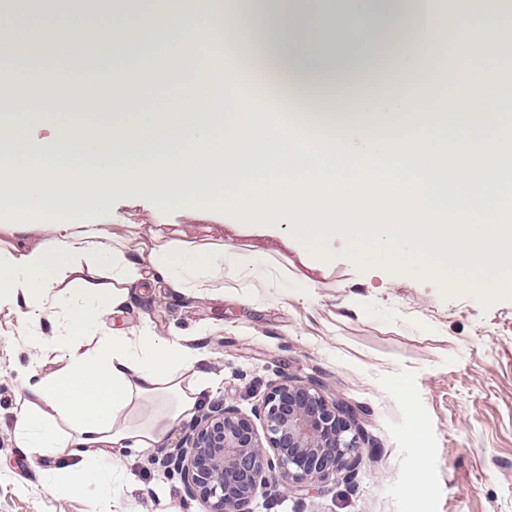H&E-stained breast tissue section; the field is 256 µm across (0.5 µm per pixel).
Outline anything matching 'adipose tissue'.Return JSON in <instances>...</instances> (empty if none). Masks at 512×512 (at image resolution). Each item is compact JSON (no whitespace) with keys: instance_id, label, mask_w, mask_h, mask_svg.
<instances>
[{"instance_id":"1","label":"adipose tissue","mask_w":512,"mask_h":512,"mask_svg":"<svg viewBox=\"0 0 512 512\" xmlns=\"http://www.w3.org/2000/svg\"><path fill=\"white\" fill-rule=\"evenodd\" d=\"M391 2L384 14L379 0H343L325 20L317 0H239L234 9L170 0L148 12L55 0L51 29L17 28L9 52L33 67L47 59L96 72L114 58L139 61L158 43L190 61L158 70L159 84L133 98L96 83L77 92L43 85L22 113L16 96L0 97V237L37 235L0 248V313L34 348L18 377L15 437L61 460L45 473L48 485L113 506L126 453L163 446L208 385L185 341L111 328L106 314L123 313L141 284L211 296L246 272L224 265L233 246L223 225L174 240L159 229L118 231L117 214L92 220L105 193L194 210L234 202L246 183L249 214L285 225L304 265L326 270L339 238L454 290L494 298L512 288V127L488 110L494 100L512 104V88L487 83L512 69V24L480 0H456L448 14ZM460 44L470 47L464 84L443 73ZM223 49L241 56L240 70L216 68ZM273 67L316 79L317 97L336 111H279ZM244 69L263 87L265 109L241 91ZM353 80L375 95L338 97ZM217 119L219 132L203 134ZM46 123L53 135L37 142L31 131ZM503 188L507 202L490 205L488 192ZM146 400L156 411L133 422Z\"/></svg>"}]
</instances>
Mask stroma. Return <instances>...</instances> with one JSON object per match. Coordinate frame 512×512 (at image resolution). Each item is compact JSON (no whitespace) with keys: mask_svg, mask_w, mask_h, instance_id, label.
<instances>
[{"mask_svg":"<svg viewBox=\"0 0 512 512\" xmlns=\"http://www.w3.org/2000/svg\"><path fill=\"white\" fill-rule=\"evenodd\" d=\"M183 61L161 47L134 65L113 63L105 77L143 84ZM18 73L13 92L20 97L44 83L73 88L90 80L51 68ZM112 207L147 230L176 224L187 237L202 234L179 208L146 194L104 196L94 212ZM241 221L233 244L251 265L248 278L225 280L227 294L214 297L145 289L113 326L187 339L199 352L198 371L213 380L201 411L223 400L252 414L269 384L285 376L319 379L328 399L358 409L367 440L354 480L300 496L273 485L253 501V512H512V294L490 300L473 290L452 292L411 266L396 275L340 240L330 246L334 262L324 274L303 266L256 219L245 214ZM259 253L276 254V275L253 264ZM308 278L317 288L306 301L298 293ZM240 293L249 304L237 301ZM32 353L0 314V512H101L96 499L42 482V472L57 467L55 457L16 444L17 375ZM398 373L411 380L412 401L393 390ZM417 422L424 426L419 442L409 434ZM186 427L176 424L163 447L127 453L121 512H205L186 495L180 474L160 464ZM422 468L426 490L409 489L407 478Z\"/></svg>","mask_w":512,"mask_h":512,"instance_id":"1","label":"stroma"}]
</instances>
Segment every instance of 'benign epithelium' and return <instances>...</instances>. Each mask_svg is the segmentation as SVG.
<instances>
[{"mask_svg":"<svg viewBox=\"0 0 512 512\" xmlns=\"http://www.w3.org/2000/svg\"><path fill=\"white\" fill-rule=\"evenodd\" d=\"M254 413L262 436L236 406L218 403L188 427L179 452L163 459L207 512H252L274 478L286 493L300 495L313 485L328 487L338 475H357L365 444L357 410L327 399L319 382L285 377Z\"/></svg>","mask_w":512,"mask_h":512,"instance_id":"benign-epithelium-1","label":"benign epithelium"}]
</instances>
